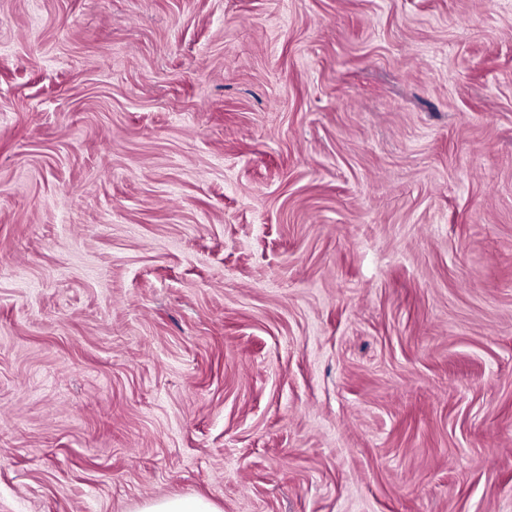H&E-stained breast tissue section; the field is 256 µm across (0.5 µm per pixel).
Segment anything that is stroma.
Here are the masks:
<instances>
[{
	"label": "stroma",
	"mask_w": 512,
	"mask_h": 512,
	"mask_svg": "<svg viewBox=\"0 0 512 512\" xmlns=\"http://www.w3.org/2000/svg\"><path fill=\"white\" fill-rule=\"evenodd\" d=\"M512 512V0H0V512ZM140 512H221L210 500L200 496L162 497L145 503Z\"/></svg>",
	"instance_id": "1"
}]
</instances>
